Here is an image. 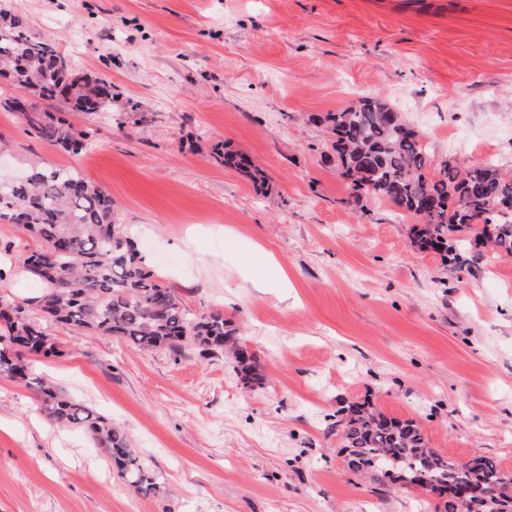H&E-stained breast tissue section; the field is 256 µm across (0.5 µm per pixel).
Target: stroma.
Segmentation results:
<instances>
[{
    "label": "stroma",
    "instance_id": "stroma-1",
    "mask_svg": "<svg viewBox=\"0 0 512 512\" xmlns=\"http://www.w3.org/2000/svg\"><path fill=\"white\" fill-rule=\"evenodd\" d=\"M7 2L112 96L97 114L42 101L86 132L77 156L0 109V176L79 169L187 308L223 311L267 385L191 344L144 353L49 325L56 353L36 373L120 426L158 487H128L82 429L0 377V512H432L431 495L348 469L333 425L348 401L512 473V255L479 247L458 268L419 249L413 217L340 176L324 121L379 96L432 164L512 174V0ZM38 245L0 221L1 297L37 295L23 261Z\"/></svg>",
    "mask_w": 512,
    "mask_h": 512
}]
</instances>
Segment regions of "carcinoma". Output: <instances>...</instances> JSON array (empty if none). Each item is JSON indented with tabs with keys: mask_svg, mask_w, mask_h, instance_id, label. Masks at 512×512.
Here are the masks:
<instances>
[{
	"mask_svg": "<svg viewBox=\"0 0 512 512\" xmlns=\"http://www.w3.org/2000/svg\"><path fill=\"white\" fill-rule=\"evenodd\" d=\"M0 20V64L14 84L42 99H61L78 112L105 106L106 79L87 76L85 83L71 84L69 65L53 44L29 36L24 22L4 8ZM23 118L31 136L66 153L85 147L74 127L50 112L32 105ZM326 121L336 136L340 175L354 191L416 217L413 235L420 249L463 267L469 258L462 240L451 234L475 230L478 240L512 255V209L500 208L504 198L512 197V175L489 164L463 169L448 161L431 164L419 134L379 97L363 96L328 113ZM2 219L22 225L42 242L24 259L42 292L21 302L0 299V377L34 387L48 419L89 433L135 490L148 494L156 483L123 430L35 375L27 356L56 352L43 323L115 336L144 352H176L188 341L206 351H228L245 386L265 387L256 354L239 346L224 313L188 309L147 268L115 223L112 200L78 169L33 165L22 181H0ZM336 428L349 469L379 486L451 491L437 498L434 512H512V474L484 455L458 462L433 451L415 420L388 417L367 402H349L337 410ZM461 489L483 495L460 498Z\"/></svg>",
	"mask_w": 512,
	"mask_h": 512,
	"instance_id": "carcinoma-1",
	"label": "carcinoma"
}]
</instances>
